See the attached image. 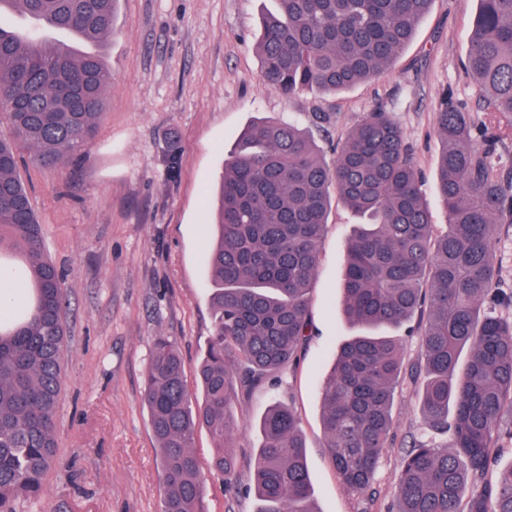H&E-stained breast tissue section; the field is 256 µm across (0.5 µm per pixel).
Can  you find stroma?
<instances>
[{
	"label": "stroma",
	"mask_w": 512,
	"mask_h": 512,
	"mask_svg": "<svg viewBox=\"0 0 512 512\" xmlns=\"http://www.w3.org/2000/svg\"><path fill=\"white\" fill-rule=\"evenodd\" d=\"M278 0H120L116 31L100 46L112 72L104 118L83 161L22 164L21 178L46 250L66 275L69 334L58 412V457L41 499L25 512H161L156 443L141 397L152 339L164 335L195 363L212 329L204 255L210 194L252 122H291L326 163L369 112L390 113L424 176L435 224L447 222L434 173L442 144L435 111L452 92L479 112L477 82L462 67L476 0H433L411 41L381 75L341 92L286 97L269 88L255 51L261 20ZM177 151L176 169L167 155ZM360 217L332 198L310 294L312 335L295 367L235 407L242 467L261 443L274 404L293 407L306 442L318 512H390L400 458L429 430L411 389L398 395L393 441L374 478L375 497L348 493L325 446L320 385L353 330L341 313L348 242ZM213 441L199 430L210 512H258L230 500L212 470Z\"/></svg>",
	"instance_id": "obj_1"
}]
</instances>
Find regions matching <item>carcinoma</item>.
Listing matches in <instances>:
<instances>
[{
	"label": "carcinoma",
	"instance_id": "carcinoma-1",
	"mask_svg": "<svg viewBox=\"0 0 512 512\" xmlns=\"http://www.w3.org/2000/svg\"><path fill=\"white\" fill-rule=\"evenodd\" d=\"M119 0H0L47 22L40 34L0 25V251L19 256L30 285L26 309L0 312V512L43 493L57 455V410L67 332L62 271L47 256L41 225L18 176L23 151L54 167L82 155L100 125L112 75L95 46L115 32ZM432 0H279L256 43L273 90L339 91L385 71L411 40ZM484 91V117L442 95L437 172L448 224L440 230L402 132L376 110L327 165L291 123L259 120L224 163L210 271L212 332L189 391L187 364L166 336L154 338L142 402L155 438L162 512H209L195 453L213 442L224 496L254 492L258 512H317L305 440L290 406L260 421L253 484H244L231 441L233 405L294 364L310 336V286L332 194L365 219L349 240L343 312L363 332L337 348L321 384L322 425L343 486L362 495L394 429L405 382L420 412L448 442L413 441L400 460L393 512H512V467L493 475L501 436H512V319L495 262L499 230L512 224V0H477L463 61ZM416 322L421 360L408 367L403 339L375 333Z\"/></svg>",
	"mask_w": 512,
	"mask_h": 512
}]
</instances>
